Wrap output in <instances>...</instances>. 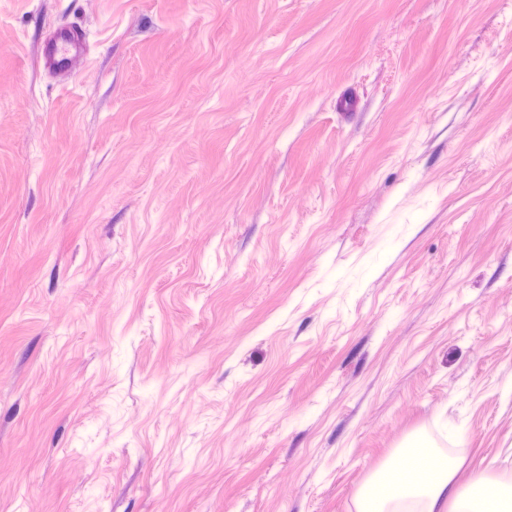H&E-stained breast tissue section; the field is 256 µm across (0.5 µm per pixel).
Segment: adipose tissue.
Segmentation results:
<instances>
[{"label": "adipose tissue", "instance_id": "1", "mask_svg": "<svg viewBox=\"0 0 512 512\" xmlns=\"http://www.w3.org/2000/svg\"><path fill=\"white\" fill-rule=\"evenodd\" d=\"M412 464L378 476L361 494L360 512H478L477 506L490 492L481 484L461 494L455 484L456 465L435 456L430 441L423 436L411 443Z\"/></svg>", "mask_w": 512, "mask_h": 512}]
</instances>
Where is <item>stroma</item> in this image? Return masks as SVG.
Instances as JSON below:
<instances>
[{
  "mask_svg": "<svg viewBox=\"0 0 512 512\" xmlns=\"http://www.w3.org/2000/svg\"><path fill=\"white\" fill-rule=\"evenodd\" d=\"M1 86L0 512L512 479V0H0ZM88 61L87 41L72 29L51 33L42 48L41 62L45 71L53 77L68 73L77 65Z\"/></svg>",
  "mask_w": 512,
  "mask_h": 512,
  "instance_id": "1",
  "label": "stroma"
}]
</instances>
